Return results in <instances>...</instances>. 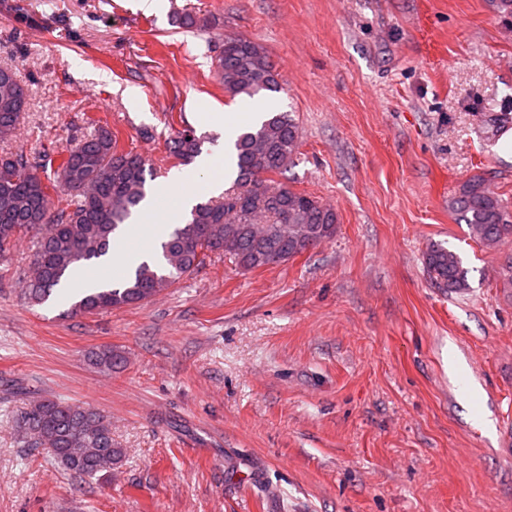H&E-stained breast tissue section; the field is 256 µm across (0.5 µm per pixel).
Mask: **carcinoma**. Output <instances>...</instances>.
Instances as JSON below:
<instances>
[{
    "label": "carcinoma",
    "mask_w": 512,
    "mask_h": 512,
    "mask_svg": "<svg viewBox=\"0 0 512 512\" xmlns=\"http://www.w3.org/2000/svg\"><path fill=\"white\" fill-rule=\"evenodd\" d=\"M224 94L254 97L278 89V73L268 51L240 37L224 38L216 56ZM28 93L8 67H0V142L16 136L18 115ZM299 127L290 112H270L234 142L235 188L218 201L197 204L186 223L177 225L162 246V260L143 263L119 286L98 284L75 293L71 312L93 314L143 303L195 274L218 255L245 270L285 263L306 251L313 239H331L336 212L318 198L271 178L293 161ZM202 140L190 128L167 143L183 162L201 153ZM146 159L121 150L112 131L99 126L87 138L58 153L48 168L43 157L0 155V255L18 234L32 232L37 246L25 294L39 305L64 289L72 275L105 256L114 236L146 198ZM451 208L470 234L493 249L512 237V212L485 180L465 181ZM432 284L444 292L469 288L458 255L439 244L424 253ZM88 361L108 371L123 363L110 348L94 349ZM15 431L27 448H49L68 471L94 478L123 456L112 447V425L97 408L44 398L30 404Z\"/></svg>",
    "instance_id": "obj_1"
}]
</instances>
